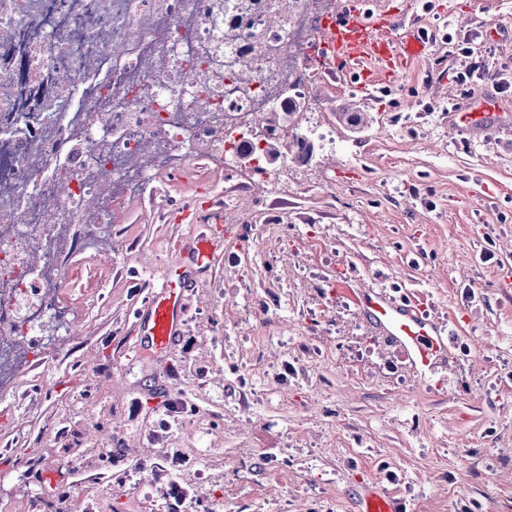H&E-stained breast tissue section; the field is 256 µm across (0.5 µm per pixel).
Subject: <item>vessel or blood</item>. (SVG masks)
<instances>
[{"label": "vessel or blood", "mask_w": 512, "mask_h": 512, "mask_svg": "<svg viewBox=\"0 0 512 512\" xmlns=\"http://www.w3.org/2000/svg\"><path fill=\"white\" fill-rule=\"evenodd\" d=\"M425 47L424 35L400 26L395 15L373 14L366 0H341L335 16L325 23L320 53L332 73L349 74L359 88L366 90L392 86ZM506 119L495 104L477 95L464 108L452 112L451 126L475 131ZM174 215L179 223L224 221L222 211L199 199L178 207ZM218 245L216 234H201L184 241L182 251L194 264L211 267L219 259ZM192 286L185 270L179 269L168 271L160 284L151 287L136 316L138 329L147 339L145 357L158 361L172 350L190 308L188 292ZM358 308L371 326L399 348L412 367L429 369L447 362L450 334L423 317L411 303L372 288L361 293ZM359 512H407V507L400 498L372 491L363 497Z\"/></svg>", "instance_id": "b4317fda"}]
</instances>
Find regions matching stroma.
Here are the masks:
<instances>
[{
  "label": "stroma",
  "mask_w": 512,
  "mask_h": 512,
  "mask_svg": "<svg viewBox=\"0 0 512 512\" xmlns=\"http://www.w3.org/2000/svg\"><path fill=\"white\" fill-rule=\"evenodd\" d=\"M403 13L427 48L392 87L316 86L337 151L288 170L287 220L226 224L222 259L168 358L149 361L133 311L147 283L186 266L194 224L130 204L112 251H78L70 338L0 398V484L15 512L49 494L90 512H169L157 463L191 512H358L365 488L407 512H512V126L448 125L464 99L459 44L491 52L479 90L512 114V0H370ZM368 112L354 131L347 104ZM383 287L456 333L455 361L405 365L358 314ZM186 400L175 415L170 401ZM112 453L103 459L101 450Z\"/></svg>",
  "instance_id": "obj_1"
}]
</instances>
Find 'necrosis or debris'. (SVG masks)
I'll return each mask as SVG.
<instances>
[{
  "instance_id": "1",
  "label": "necrosis or debris",
  "mask_w": 512,
  "mask_h": 512,
  "mask_svg": "<svg viewBox=\"0 0 512 512\" xmlns=\"http://www.w3.org/2000/svg\"><path fill=\"white\" fill-rule=\"evenodd\" d=\"M336 0H0V397L74 327L70 252L109 243L155 184L248 223L296 164L289 98L313 87ZM280 162L262 157L270 142ZM238 171L241 190L217 177Z\"/></svg>"
}]
</instances>
